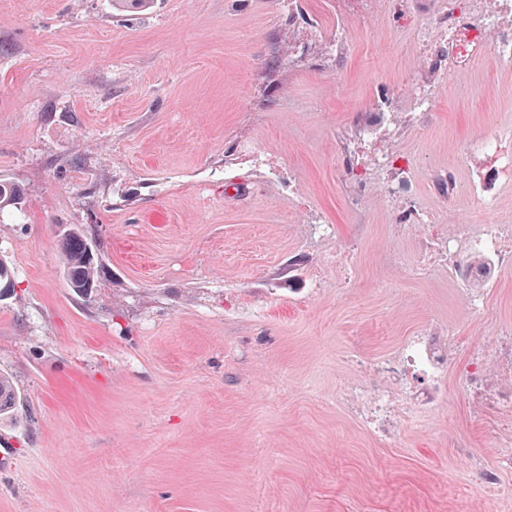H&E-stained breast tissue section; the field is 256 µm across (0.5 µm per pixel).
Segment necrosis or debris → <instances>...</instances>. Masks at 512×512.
Returning <instances> with one entry per match:
<instances>
[{"mask_svg":"<svg viewBox=\"0 0 512 512\" xmlns=\"http://www.w3.org/2000/svg\"><path fill=\"white\" fill-rule=\"evenodd\" d=\"M458 0H435L433 4L436 29L421 26L415 35L422 53L431 50V34L439 32L440 39L448 46V62L457 66L473 62L478 47H486L491 57L500 63H512V25L499 22L502 13L512 14V0H470L468 9H460ZM480 150L494 157L499 172L512 179V130H496L487 135L480 145L465 144L459 149L460 158H467L473 150ZM423 225L430 236L436 237L440 249L424 253L418 264L409 272L419 275L442 262L444 253L454 252L458 243H466L471 251L495 254L502 263L512 261L511 224H461L456 234H446L437 215L426 208L408 206L400 211L396 233L406 227ZM447 345L427 336H415L406 340L398 350L379 361V375L410 386L414 392L433 391L445 366ZM459 381L466 394L482 400L477 419H484L492 410L512 411V383L498 387L490 386L487 354L477 349L471 351L459 369ZM351 410L363 422L378 432L391 431L405 419L415 418L414 409L394 401L390 388L356 386L344 394Z\"/></svg>","mask_w":512,"mask_h":512,"instance_id":"4bbe7bcc","label":"necrosis or debris"}]
</instances>
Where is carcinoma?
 <instances>
[{"instance_id":"obj_1","label":"carcinoma","mask_w":512,"mask_h":512,"mask_svg":"<svg viewBox=\"0 0 512 512\" xmlns=\"http://www.w3.org/2000/svg\"><path fill=\"white\" fill-rule=\"evenodd\" d=\"M20 194L18 188L0 181V210L7 206L18 205ZM64 253V273L72 291L87 297L95 288L103 265L104 246L98 234L97 225H74L67 229L62 237ZM16 282L11 268L0 261V295L15 292ZM22 417L21 401L10 381L0 375V421H13Z\"/></svg>"}]
</instances>
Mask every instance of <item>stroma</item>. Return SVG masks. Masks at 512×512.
I'll use <instances>...</instances> for the list:
<instances>
[{
	"label": "stroma",
	"mask_w": 512,
	"mask_h": 512,
	"mask_svg": "<svg viewBox=\"0 0 512 512\" xmlns=\"http://www.w3.org/2000/svg\"><path fill=\"white\" fill-rule=\"evenodd\" d=\"M430 20L399 0H0V179L23 192L0 220L16 275L0 373L27 414L0 423V512H512L459 489L475 462L512 487V429L476 423L454 376L387 435L339 399L409 337L455 336L453 369L512 327V266L473 280L462 248L404 276L425 232L393 235L392 174L367 173L393 152L409 204L450 227L484 182L485 221L512 224L493 159L458 156L512 127V65L425 59ZM417 81L435 96L423 120ZM75 224L105 239L87 298L63 268ZM472 287L490 315L468 309Z\"/></svg>",
	"instance_id": "obj_1"
}]
</instances>
